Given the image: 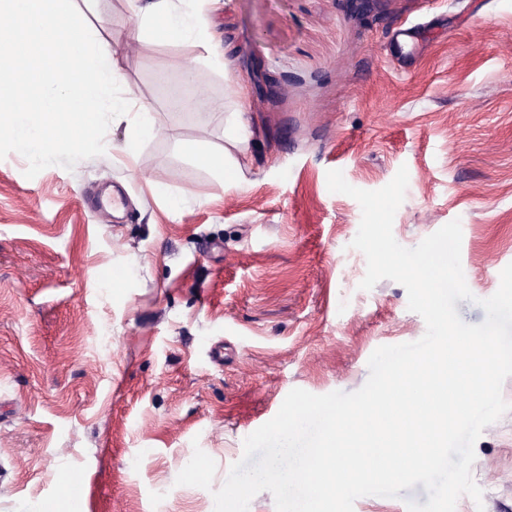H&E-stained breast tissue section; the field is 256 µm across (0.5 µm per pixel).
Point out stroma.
<instances>
[{"mask_svg":"<svg viewBox=\"0 0 512 512\" xmlns=\"http://www.w3.org/2000/svg\"><path fill=\"white\" fill-rule=\"evenodd\" d=\"M149 2L74 0L121 44L131 112L105 154L31 179L22 155L0 160V512H214L292 389L357 391L377 347L424 335L401 284L360 289L361 207L329 191V170L373 191L407 168L404 247L460 220L466 323L512 263V0H172L204 21L202 42L175 44L141 27ZM407 21L427 27L404 52ZM194 61L209 105L174 110L196 94ZM232 112L248 130L239 180L181 149L223 153ZM144 113L156 131L130 141ZM115 185L119 220L91 204ZM115 266L121 281L101 278ZM198 449L217 465L208 490L175 483ZM475 454L483 502L456 512H512V411ZM68 468L87 479L70 501Z\"/></svg>","mask_w":512,"mask_h":512,"instance_id":"1","label":"stroma"}]
</instances>
